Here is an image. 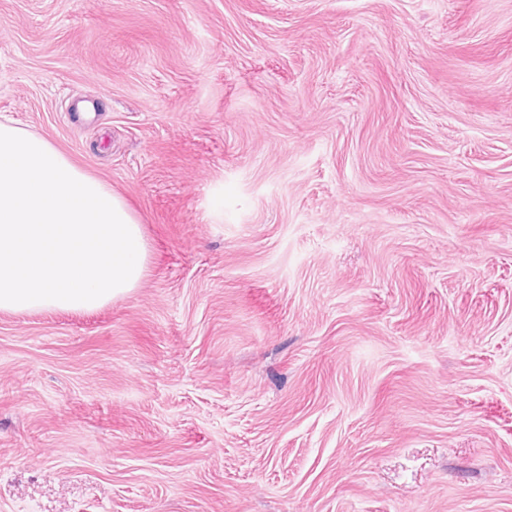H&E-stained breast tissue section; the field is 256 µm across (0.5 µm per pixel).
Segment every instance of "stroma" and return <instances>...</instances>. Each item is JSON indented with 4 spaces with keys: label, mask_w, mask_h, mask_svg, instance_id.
<instances>
[{
    "label": "stroma",
    "mask_w": 512,
    "mask_h": 512,
    "mask_svg": "<svg viewBox=\"0 0 512 512\" xmlns=\"http://www.w3.org/2000/svg\"><path fill=\"white\" fill-rule=\"evenodd\" d=\"M140 220L0 311V512H512V0H0V121Z\"/></svg>",
    "instance_id": "35a3bbf8"
}]
</instances>
